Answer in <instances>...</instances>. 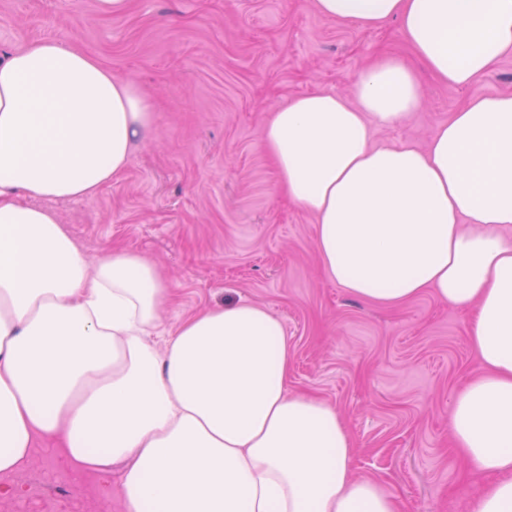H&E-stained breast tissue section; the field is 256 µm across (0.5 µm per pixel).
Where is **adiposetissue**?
<instances>
[{
	"label": "adipose tissue",
	"instance_id": "1",
	"mask_svg": "<svg viewBox=\"0 0 512 512\" xmlns=\"http://www.w3.org/2000/svg\"><path fill=\"white\" fill-rule=\"evenodd\" d=\"M336 23L398 20L412 53L462 87L512 50V0H313ZM419 75L384 56L353 99L271 112L261 147L314 215L323 271L398 306L430 292L468 316L479 363L448 429L485 483L469 512H512V95L472 98L428 146L376 145L419 108ZM149 100L53 40L0 58V473L53 440L80 469H121L124 512H402L357 477L336 408L290 391L281 321L239 302L159 325L175 289L141 253L90 265L55 203L90 199L152 139Z\"/></svg>",
	"mask_w": 512,
	"mask_h": 512
}]
</instances>
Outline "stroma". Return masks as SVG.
Returning <instances> with one entry per match:
<instances>
[{"mask_svg":"<svg viewBox=\"0 0 512 512\" xmlns=\"http://www.w3.org/2000/svg\"><path fill=\"white\" fill-rule=\"evenodd\" d=\"M37 39L75 46L146 93L156 133L91 199L58 204L90 260L112 247L154 260L176 286L165 324L224 303L261 305L288 336L290 390L341 413L355 472L404 512H467L478 485L453 447L448 408L477 371L465 313L426 293L362 301L326 278L314 217L286 198L261 148L274 109L317 90L352 97L373 58H409L397 21L368 30L312 0H0V56ZM425 102L373 139L426 145L450 112L512 95V51L465 87L424 75ZM0 512H123L119 477L80 471L56 442L0 473Z\"/></svg>","mask_w":512,"mask_h":512,"instance_id":"stroma-1","label":"stroma"}]
</instances>
